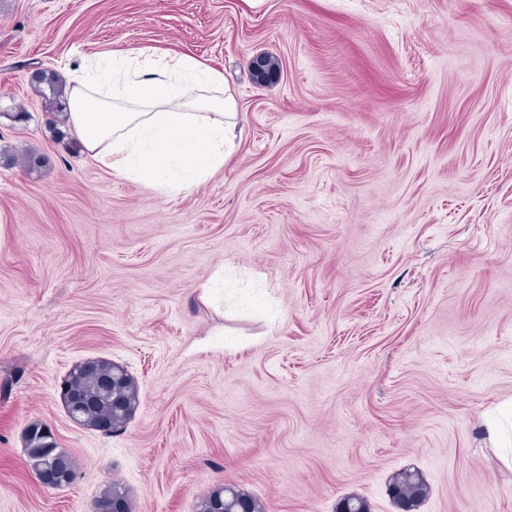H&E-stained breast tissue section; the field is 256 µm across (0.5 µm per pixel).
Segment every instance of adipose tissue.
I'll return each mask as SVG.
<instances>
[{"label":"adipose tissue","instance_id":"ef3b65f1","mask_svg":"<svg viewBox=\"0 0 512 512\" xmlns=\"http://www.w3.org/2000/svg\"><path fill=\"white\" fill-rule=\"evenodd\" d=\"M221 73L147 50L87 59L68 72L67 124L114 174L171 193L221 168L238 137Z\"/></svg>","mask_w":512,"mask_h":512}]
</instances>
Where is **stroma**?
Masks as SVG:
<instances>
[{"mask_svg":"<svg viewBox=\"0 0 512 512\" xmlns=\"http://www.w3.org/2000/svg\"><path fill=\"white\" fill-rule=\"evenodd\" d=\"M178 52L223 74L242 130L222 168L163 194L47 137L28 79ZM275 57L276 82L251 77ZM28 120L11 118L16 108ZM0 512H197L232 486L264 512H512V0H0ZM123 365L124 431L60 398ZM34 423L76 460L26 466ZM390 493L397 505L408 501L416 510L428 496L429 486L420 472L406 469L395 474L390 483ZM117 491H122L125 494V496L127 498V504H128L129 511L127 509V505H126V501H125L124 497H122L121 495H118V494L113 495V493H115ZM111 500H112L111 504L106 505L105 507H99L97 509V511L98 512H127V511L130 512L131 511L129 500H128L127 489L122 484H120L118 482H114V481L107 482L101 488L98 496L96 497V499L94 501V507L100 506L101 503L110 502Z\"/></svg>","mask_w":512,"mask_h":512,"instance_id":"1","label":"stroma"}]
</instances>
